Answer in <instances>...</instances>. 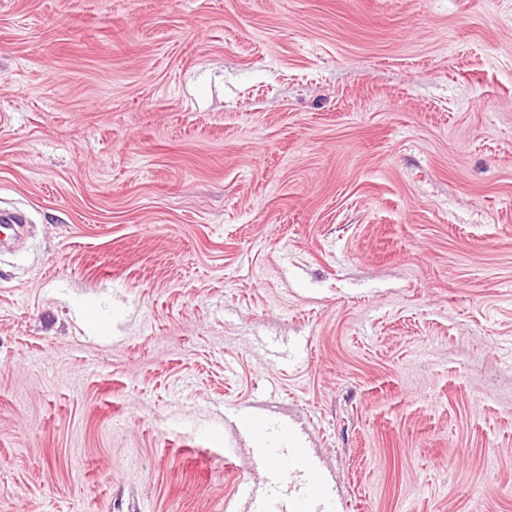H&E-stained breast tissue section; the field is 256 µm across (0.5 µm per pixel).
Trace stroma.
<instances>
[{"mask_svg":"<svg viewBox=\"0 0 512 512\" xmlns=\"http://www.w3.org/2000/svg\"><path fill=\"white\" fill-rule=\"evenodd\" d=\"M4 210L0 512H512V0H0ZM240 429L255 437L253 448L254 463L257 469L267 475L271 483L281 481L286 475H300L301 483L291 506L292 512H332L339 511L335 502L325 493L327 480L317 460L310 456L307 448H267L265 435L268 422L263 413L244 411L239 417Z\"/></svg>","mask_w":512,"mask_h":512,"instance_id":"obj_1","label":"stroma"}]
</instances>
